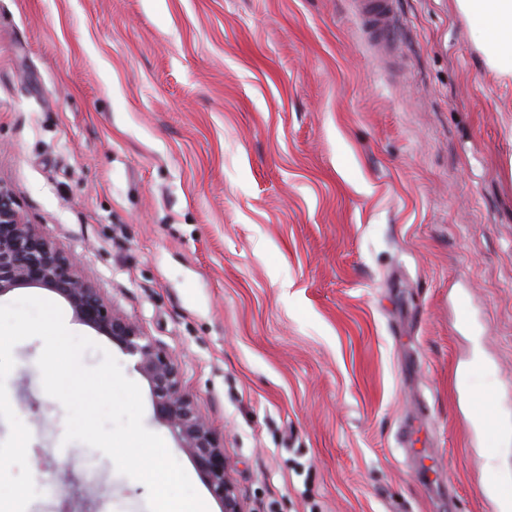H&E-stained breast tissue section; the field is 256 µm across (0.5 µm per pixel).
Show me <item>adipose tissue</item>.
<instances>
[{
  "instance_id": "1",
  "label": "adipose tissue",
  "mask_w": 512,
  "mask_h": 512,
  "mask_svg": "<svg viewBox=\"0 0 512 512\" xmlns=\"http://www.w3.org/2000/svg\"><path fill=\"white\" fill-rule=\"evenodd\" d=\"M458 11L483 38L476 43L486 68L512 79V0H456Z\"/></svg>"
}]
</instances>
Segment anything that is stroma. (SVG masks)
I'll return each instance as SVG.
<instances>
[{
    "instance_id": "35a3bbf8",
    "label": "stroma",
    "mask_w": 512,
    "mask_h": 512,
    "mask_svg": "<svg viewBox=\"0 0 512 512\" xmlns=\"http://www.w3.org/2000/svg\"><path fill=\"white\" fill-rule=\"evenodd\" d=\"M0 0V183L173 357L244 512H498L512 480V80L455 0ZM471 319L461 322L457 304ZM209 505L191 457L154 418ZM13 349L9 401L60 512H148ZM492 395L500 431L470 417ZM355 15L366 32H372L380 47L392 45L385 35L395 21L394 0H355Z\"/></svg>"
}]
</instances>
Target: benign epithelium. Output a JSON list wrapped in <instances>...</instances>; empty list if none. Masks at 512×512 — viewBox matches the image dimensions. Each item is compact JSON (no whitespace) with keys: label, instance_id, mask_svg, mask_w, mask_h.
I'll return each mask as SVG.
<instances>
[{"label":"benign epithelium","instance_id":"1","mask_svg":"<svg viewBox=\"0 0 512 512\" xmlns=\"http://www.w3.org/2000/svg\"><path fill=\"white\" fill-rule=\"evenodd\" d=\"M23 287L56 293L79 322L135 358L136 367L150 383L156 419L192 457L209 491L224 505V512H243L230 476L231 462L209 420L182 390L172 356L79 273L72 258L28 219L13 192L0 183V297Z\"/></svg>","mask_w":512,"mask_h":512}]
</instances>
